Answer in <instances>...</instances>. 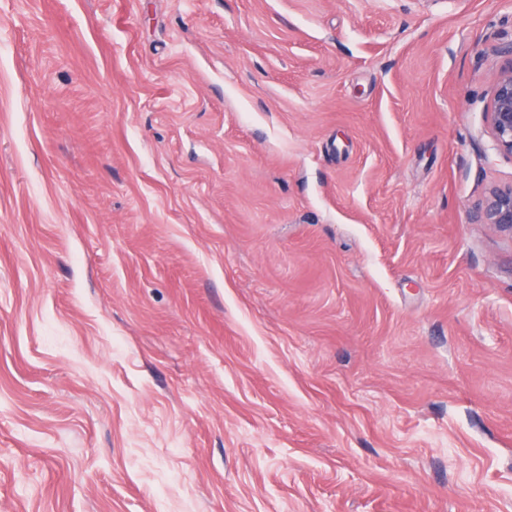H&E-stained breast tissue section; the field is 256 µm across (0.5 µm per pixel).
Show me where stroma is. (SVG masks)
Instances as JSON below:
<instances>
[{
    "label": "stroma",
    "mask_w": 512,
    "mask_h": 512,
    "mask_svg": "<svg viewBox=\"0 0 512 512\" xmlns=\"http://www.w3.org/2000/svg\"><path fill=\"white\" fill-rule=\"evenodd\" d=\"M512 0H0V512H512ZM499 54L502 60L485 112L498 151L512 157V43L502 46ZM480 224H492L512 236V185L494 187L475 205Z\"/></svg>",
    "instance_id": "obj_1"
}]
</instances>
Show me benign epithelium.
I'll list each match as a JSON object with an SVG mask.
<instances>
[{
    "label": "benign epithelium",
    "mask_w": 512,
    "mask_h": 512,
    "mask_svg": "<svg viewBox=\"0 0 512 512\" xmlns=\"http://www.w3.org/2000/svg\"><path fill=\"white\" fill-rule=\"evenodd\" d=\"M501 63L486 107L488 129L498 151L512 157V43L499 50ZM476 218L512 235V185L494 187L475 205Z\"/></svg>",
    "instance_id": "benign-epithelium-1"
}]
</instances>
